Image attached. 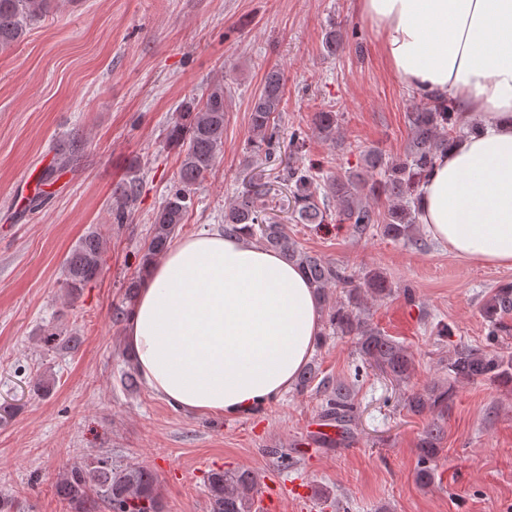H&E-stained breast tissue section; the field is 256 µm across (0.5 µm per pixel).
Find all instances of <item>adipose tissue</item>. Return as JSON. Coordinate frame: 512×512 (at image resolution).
<instances>
[{
    "label": "adipose tissue",
    "instance_id": "1",
    "mask_svg": "<svg viewBox=\"0 0 512 512\" xmlns=\"http://www.w3.org/2000/svg\"><path fill=\"white\" fill-rule=\"evenodd\" d=\"M388 73L456 102L471 129L419 186L421 221L456 255L512 268V0H356ZM321 309L300 268L204 227L150 263L126 317L131 358L168 405L254 413L311 358Z\"/></svg>",
    "mask_w": 512,
    "mask_h": 512
}]
</instances>
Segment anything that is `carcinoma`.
I'll list each match as a JSON object with an SVG mask.
<instances>
[{
  "mask_svg": "<svg viewBox=\"0 0 512 512\" xmlns=\"http://www.w3.org/2000/svg\"><path fill=\"white\" fill-rule=\"evenodd\" d=\"M51 0H0V48L16 43L27 26L40 20L49 10ZM283 77L269 72L260 92L250 106V144L256 154L272 162L280 151L279 107ZM224 81L212 84L197 100L185 102L183 112L168 129L167 138L180 151L176 184L153 216L150 234L141 248L139 265L144 267L170 246L178 227L192 205L196 186L214 169L224 151ZM411 140L405 152L388 157L378 149L363 155L364 171L347 176L321 179L314 166L288 161L281 170L291 194L292 214L299 224H322L336 216L362 235L379 227L383 236L416 247L425 246L419 234V210L416 192L421 178L433 167L437 157L460 137L461 128L455 104L433 94L409 113ZM338 113L315 114L313 132L326 140L336 139ZM383 177L375 179L372 172ZM138 184L131 178L115 190L112 223L128 219L126 203L133 200ZM269 190L262 183L250 181L238 192L235 201L224 211V233H244L267 249L278 252L302 269L312 288L325 305L329 327L340 336H351L364 363L397 382H406L414 370V355L407 348L371 326L359 308V289L375 296L392 293V284L381 272L370 271L363 282L355 284L345 268L326 262L299 249L288 235L286 225L270 215L265 197ZM336 210H331V202ZM103 238L96 230L88 231L67 255L63 286L74 294L96 280L102 269ZM140 278L126 286L122 305L114 308L112 320L120 322L135 300ZM337 286L346 290L348 302L327 304V289ZM482 313L488 335L497 336L505 328L504 320L512 316V283L496 288L483 305ZM488 380L503 386L512 385V353L461 344L448 358V384L433 383L408 397L407 406L415 415L432 414L448 406L454 384ZM323 415L336 422L343 431L354 420L356 404L345 384L338 382L326 392ZM441 426L434 423L420 439L419 480L433 478L431 462L439 452ZM257 477L252 471L213 470L207 476L209 512H255L254 490ZM58 496L72 506L73 512H100L106 504L110 512H163L156 475L143 466L118 467L112 457L98 455L88 463H74L63 471L56 483Z\"/></svg>",
  "mask_w": 512,
  "mask_h": 512,
  "instance_id": "obj_1",
  "label": "carcinoma"
}]
</instances>
